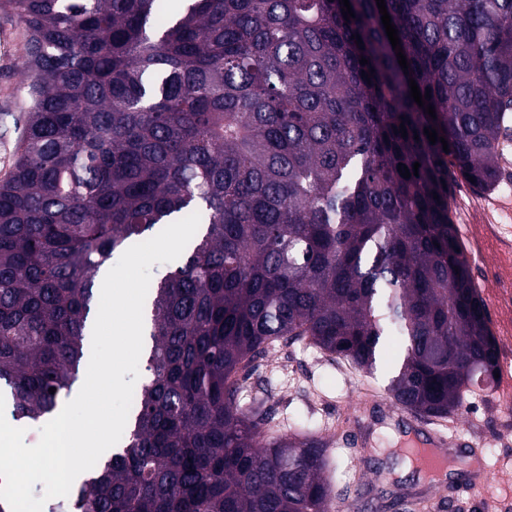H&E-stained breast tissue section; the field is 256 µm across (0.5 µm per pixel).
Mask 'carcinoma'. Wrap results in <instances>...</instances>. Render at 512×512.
<instances>
[{
	"mask_svg": "<svg viewBox=\"0 0 512 512\" xmlns=\"http://www.w3.org/2000/svg\"><path fill=\"white\" fill-rule=\"evenodd\" d=\"M349 2L347 21L339 0H182L159 30L166 0H0L26 33L29 98L0 181L13 419L47 421L70 393L106 262L200 214L187 253L149 285L128 442L61 512H329L331 449L269 432L268 413L242 404L246 372L277 342L371 374L399 337L389 391L427 419L495 381L498 343L449 197L459 178L499 184L512 0H385L406 73L376 0ZM416 162L403 178L398 164Z\"/></svg>",
	"mask_w": 512,
	"mask_h": 512,
	"instance_id": "1",
	"label": "carcinoma"
}]
</instances>
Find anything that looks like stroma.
<instances>
[{
    "label": "stroma",
    "instance_id": "1",
    "mask_svg": "<svg viewBox=\"0 0 512 512\" xmlns=\"http://www.w3.org/2000/svg\"><path fill=\"white\" fill-rule=\"evenodd\" d=\"M24 44L23 29L0 10V180L10 173L28 105L20 66ZM462 241L473 255L469 269L476 286L512 279V269L497 267L491 237L468 233ZM387 384L384 373L371 376L328 363L316 348L298 342L276 346L259 360L244 397L263 403L271 428L284 431L301 422L329 442L334 450L335 496L349 491L367 500L378 487L386 449L405 435L403 424L388 413ZM370 392L374 402L361 405ZM453 421L461 439L482 443L492 480L488 499L461 501L454 512H512V410L500 406L491 391H479Z\"/></svg>",
    "mask_w": 512,
    "mask_h": 512
}]
</instances>
